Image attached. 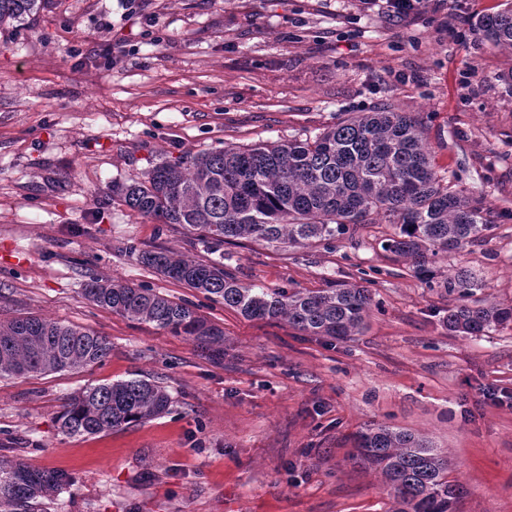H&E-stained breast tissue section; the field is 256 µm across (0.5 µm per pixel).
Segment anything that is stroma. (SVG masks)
<instances>
[{
	"instance_id": "stroma-1",
	"label": "stroma",
	"mask_w": 512,
	"mask_h": 512,
	"mask_svg": "<svg viewBox=\"0 0 512 512\" xmlns=\"http://www.w3.org/2000/svg\"><path fill=\"white\" fill-rule=\"evenodd\" d=\"M504 0H431L417 19L358 0H39L0 24V320L38 316L107 336L93 367L0 379V456L69 473L57 512H390L355 437L383 424L429 437L466 493L457 512H512V324L449 335L457 294L382 249L390 224L305 247L226 242L246 286L368 290L348 340L249 320L164 278L138 253L210 260L177 224L112 198L152 164L315 136L383 103L412 112L450 190L494 227L437 267L512 306V52L473 30ZM142 285L224 330L213 362L92 305L90 278ZM134 377L170 412L92 436L60 432L68 398ZM492 390L504 400H484Z\"/></svg>"
}]
</instances>
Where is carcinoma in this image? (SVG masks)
<instances>
[{
    "mask_svg": "<svg viewBox=\"0 0 512 512\" xmlns=\"http://www.w3.org/2000/svg\"><path fill=\"white\" fill-rule=\"evenodd\" d=\"M37 10V0H0V23ZM475 31L512 50V3L481 15ZM112 200L144 217L179 224L217 249L253 239L285 248L344 233L379 218L397 226L382 249L411 260L433 279L441 253L463 249L493 226L492 211L448 188L439 176L419 117L381 105L340 119L314 138L228 147L149 169L132 184L112 183ZM140 262L250 319L284 320L311 335L346 340L363 328L371 297L338 284L315 292L254 288L239 283L224 262H201L170 251H147ZM438 285L465 298L475 287L468 270ZM93 305L173 336H190L209 357H224V331L187 303L151 288L93 278L84 288ZM512 322V307L458 304L443 319L457 336H485ZM111 351L94 331L29 316L0 321V378L74 371ZM164 387L144 378L89 386L66 403L61 433L95 435L143 422L166 410ZM362 458L379 470L393 512H455L463 487L448 480V456L423 436L375 425L359 437ZM68 474L0 458V512H54Z\"/></svg>",
    "mask_w": 512,
    "mask_h": 512,
    "instance_id": "carcinoma-1",
    "label": "carcinoma"
}]
</instances>
